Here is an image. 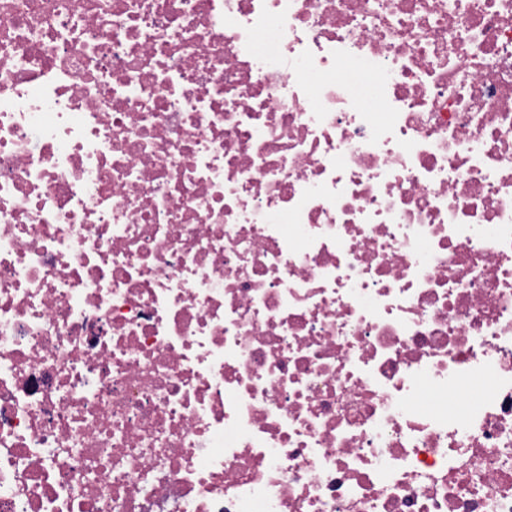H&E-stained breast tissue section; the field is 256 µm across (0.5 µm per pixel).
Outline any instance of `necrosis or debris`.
Returning a JSON list of instances; mask_svg holds the SVG:
<instances>
[{
	"label": "necrosis or debris",
	"mask_w": 512,
	"mask_h": 512,
	"mask_svg": "<svg viewBox=\"0 0 512 512\" xmlns=\"http://www.w3.org/2000/svg\"><path fill=\"white\" fill-rule=\"evenodd\" d=\"M0 512H512V0H0Z\"/></svg>",
	"instance_id": "necrosis-or-debris-1"
}]
</instances>
